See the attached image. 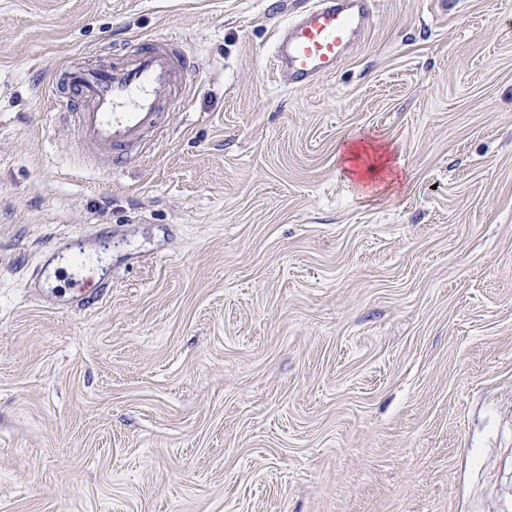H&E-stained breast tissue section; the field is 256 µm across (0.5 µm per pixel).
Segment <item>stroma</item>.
Masks as SVG:
<instances>
[{
	"mask_svg": "<svg viewBox=\"0 0 512 512\" xmlns=\"http://www.w3.org/2000/svg\"><path fill=\"white\" fill-rule=\"evenodd\" d=\"M302 6L0 0V512H512V0H373L292 91ZM169 34L166 137L83 162L54 73ZM370 0H308L274 31L273 76L289 89L332 75L370 25ZM347 155L346 161L352 162L354 167L349 172L357 175L359 179L393 180V167L390 164L388 149L384 145L349 146ZM112 279H105L98 271L97 267L91 262L83 265V272L78 277H70L68 286L76 290L81 301L86 303H95L101 296L104 288H110Z\"/></svg>",
	"mask_w": 512,
	"mask_h": 512,
	"instance_id": "obj_1",
	"label": "stroma"
}]
</instances>
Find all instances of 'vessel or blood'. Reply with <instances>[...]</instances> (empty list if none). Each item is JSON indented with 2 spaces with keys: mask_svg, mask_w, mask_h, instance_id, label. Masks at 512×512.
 <instances>
[{
  "mask_svg": "<svg viewBox=\"0 0 512 512\" xmlns=\"http://www.w3.org/2000/svg\"><path fill=\"white\" fill-rule=\"evenodd\" d=\"M371 18L370 0H307L274 31V77L294 90L314 86L363 39ZM189 65L179 41L163 37L127 41L118 62L100 50L93 63L71 67L66 83L74 96L67 109L80 130L84 158L116 165L128 149L163 132L162 93L182 80ZM68 285L93 303L111 282L88 262Z\"/></svg>",
  "mask_w": 512,
  "mask_h": 512,
  "instance_id": "1",
  "label": "vessel or blood"
}]
</instances>
